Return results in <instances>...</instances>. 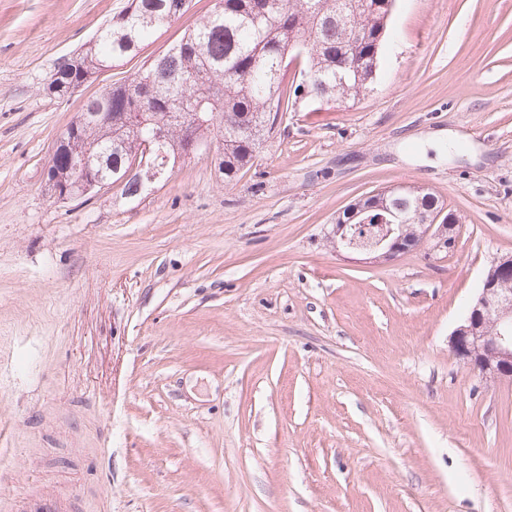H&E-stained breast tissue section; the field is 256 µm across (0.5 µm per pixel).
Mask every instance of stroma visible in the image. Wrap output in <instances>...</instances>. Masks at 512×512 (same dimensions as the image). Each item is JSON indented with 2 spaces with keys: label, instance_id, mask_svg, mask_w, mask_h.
<instances>
[{
  "label": "stroma",
  "instance_id": "1",
  "mask_svg": "<svg viewBox=\"0 0 512 512\" xmlns=\"http://www.w3.org/2000/svg\"><path fill=\"white\" fill-rule=\"evenodd\" d=\"M128 0H0V512H512V384L450 349L512 253V0H396L371 89L297 100L232 182L202 147L136 199L59 202L58 135L188 11L49 93ZM399 184L453 248L335 250Z\"/></svg>",
  "mask_w": 512,
  "mask_h": 512
}]
</instances>
